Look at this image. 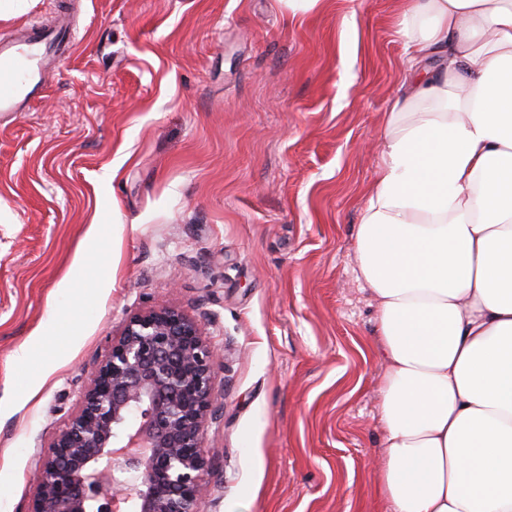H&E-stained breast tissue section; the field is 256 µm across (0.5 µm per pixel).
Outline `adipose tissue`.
Wrapping results in <instances>:
<instances>
[{
	"mask_svg": "<svg viewBox=\"0 0 512 512\" xmlns=\"http://www.w3.org/2000/svg\"><path fill=\"white\" fill-rule=\"evenodd\" d=\"M402 92L356 228L391 512H512V0H402Z\"/></svg>",
	"mask_w": 512,
	"mask_h": 512,
	"instance_id": "1",
	"label": "adipose tissue"
}]
</instances>
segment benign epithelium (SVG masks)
<instances>
[{
    "label": "benign epithelium",
    "instance_id": "obj_1",
    "mask_svg": "<svg viewBox=\"0 0 512 512\" xmlns=\"http://www.w3.org/2000/svg\"><path fill=\"white\" fill-rule=\"evenodd\" d=\"M219 369L196 316L171 307L131 315L41 450L27 512H200Z\"/></svg>",
    "mask_w": 512,
    "mask_h": 512
}]
</instances>
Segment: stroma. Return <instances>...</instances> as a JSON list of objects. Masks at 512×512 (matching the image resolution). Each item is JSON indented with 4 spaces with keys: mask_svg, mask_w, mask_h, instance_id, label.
<instances>
[{
    "mask_svg": "<svg viewBox=\"0 0 512 512\" xmlns=\"http://www.w3.org/2000/svg\"><path fill=\"white\" fill-rule=\"evenodd\" d=\"M15 0L63 19L45 98L0 118V512L132 314L220 351L201 512H390L385 374L355 232L399 91V0ZM32 348L26 364L16 354Z\"/></svg>",
    "mask_w": 512,
    "mask_h": 512,
    "instance_id": "35a3bbf8",
    "label": "stroma"
}]
</instances>
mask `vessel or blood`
Segmentation results:
<instances>
[{"instance_id":"b4317fda","label":"vessel or blood","mask_w":512,"mask_h":512,"mask_svg":"<svg viewBox=\"0 0 512 512\" xmlns=\"http://www.w3.org/2000/svg\"><path fill=\"white\" fill-rule=\"evenodd\" d=\"M61 48L57 36L36 27H23L9 37H0V112H21L30 107L43 90L45 58Z\"/></svg>"}]
</instances>
